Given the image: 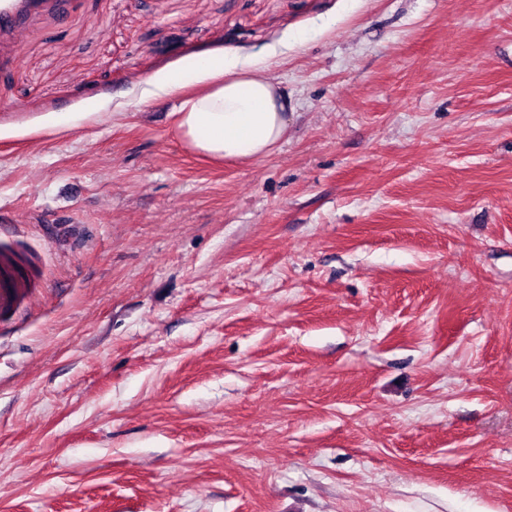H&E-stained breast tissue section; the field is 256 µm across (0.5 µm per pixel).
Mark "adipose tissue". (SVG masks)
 Instances as JSON below:
<instances>
[{"instance_id": "obj_1", "label": "adipose tissue", "mask_w": 512, "mask_h": 512, "mask_svg": "<svg viewBox=\"0 0 512 512\" xmlns=\"http://www.w3.org/2000/svg\"><path fill=\"white\" fill-rule=\"evenodd\" d=\"M189 84L203 93L182 101L177 128L192 151L217 161H248L272 152L288 132L283 92L259 62L213 55L186 71L153 80L143 98Z\"/></svg>"}]
</instances>
